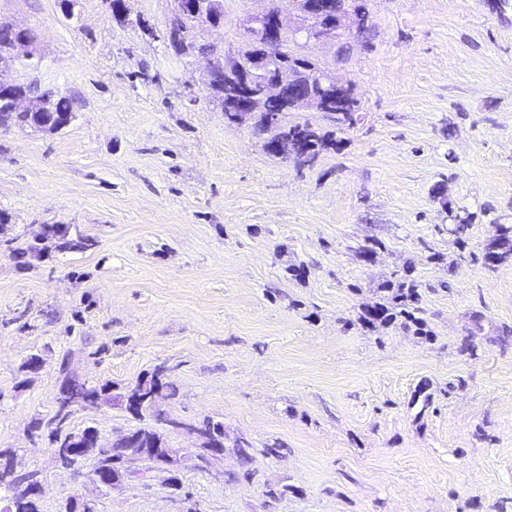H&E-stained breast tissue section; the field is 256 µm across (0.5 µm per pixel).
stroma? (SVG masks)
Returning <instances> with one entry per match:
<instances>
[{
	"label": "stroma",
	"instance_id": "stroma-1",
	"mask_svg": "<svg viewBox=\"0 0 512 512\" xmlns=\"http://www.w3.org/2000/svg\"><path fill=\"white\" fill-rule=\"evenodd\" d=\"M125 5L0 0L76 105L0 129V451L42 512H512V0H368V49L306 48L359 110L286 113L336 141L305 165L142 39L173 0ZM254 6L198 40L237 49ZM160 365L172 392L132 415ZM68 378L107 392L59 426ZM157 410L221 424L223 457L102 490L52 453Z\"/></svg>",
	"mask_w": 512,
	"mask_h": 512
}]
</instances>
